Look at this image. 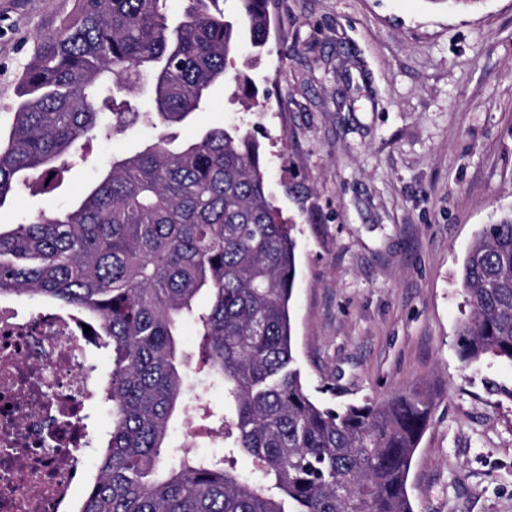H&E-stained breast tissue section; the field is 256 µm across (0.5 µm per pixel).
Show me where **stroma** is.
I'll return each mask as SVG.
<instances>
[{"label": "stroma", "mask_w": 512, "mask_h": 512, "mask_svg": "<svg viewBox=\"0 0 512 512\" xmlns=\"http://www.w3.org/2000/svg\"><path fill=\"white\" fill-rule=\"evenodd\" d=\"M74 0H0V127L39 36ZM265 51L232 69L178 127L255 132L269 191L297 239L296 365L315 402L437 393L415 453L414 512H512V363L459 358L470 314L461 269L474 238L512 210V0L448 10L429 0H270ZM152 129L92 141L51 196L19 192L9 228L78 200L113 155Z\"/></svg>", "instance_id": "1"}]
</instances>
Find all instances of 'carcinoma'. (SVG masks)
<instances>
[{
	"mask_svg": "<svg viewBox=\"0 0 512 512\" xmlns=\"http://www.w3.org/2000/svg\"><path fill=\"white\" fill-rule=\"evenodd\" d=\"M167 2L77 0L75 17L39 39L0 134L1 206L22 188L50 192L83 141L155 130L75 205L49 204L0 230V297L72 307L106 337L112 426L81 512H413L408 477L433 397L409 389L341 410L315 403L290 323L297 242L259 142L222 126L174 148L167 132L231 78L243 44L264 48L268 0H238L233 17L219 0H184L176 16ZM146 86L148 106L131 103ZM462 286L471 313L460 359L512 362V213L473 243ZM187 319L199 363L235 408L229 422L199 414L231 440L218 455L165 446L174 412L193 413L176 341Z\"/></svg>",
	"mask_w": 512,
	"mask_h": 512,
	"instance_id": "cac0c4a2",
	"label": "carcinoma"
}]
</instances>
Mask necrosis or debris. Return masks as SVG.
<instances>
[{
  "label": "necrosis or debris",
  "instance_id": "obj_1",
  "mask_svg": "<svg viewBox=\"0 0 512 512\" xmlns=\"http://www.w3.org/2000/svg\"><path fill=\"white\" fill-rule=\"evenodd\" d=\"M83 325L70 309L0 305V512H79L92 483L84 407L104 382Z\"/></svg>",
  "mask_w": 512,
  "mask_h": 512
}]
</instances>
